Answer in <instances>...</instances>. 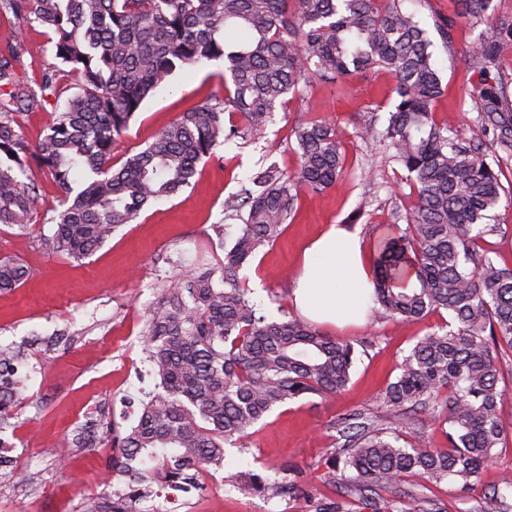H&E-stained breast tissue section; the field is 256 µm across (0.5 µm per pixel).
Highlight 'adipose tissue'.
I'll return each instance as SVG.
<instances>
[{"instance_id":"adipose-tissue-1","label":"adipose tissue","mask_w":512,"mask_h":512,"mask_svg":"<svg viewBox=\"0 0 512 512\" xmlns=\"http://www.w3.org/2000/svg\"><path fill=\"white\" fill-rule=\"evenodd\" d=\"M372 279L360 239L333 227L305 249L293 301L319 323L359 322L371 303Z\"/></svg>"}]
</instances>
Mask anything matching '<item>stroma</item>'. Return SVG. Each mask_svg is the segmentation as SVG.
Returning <instances> with one entry per match:
<instances>
[{
    "label": "stroma",
    "instance_id": "1",
    "mask_svg": "<svg viewBox=\"0 0 512 512\" xmlns=\"http://www.w3.org/2000/svg\"><path fill=\"white\" fill-rule=\"evenodd\" d=\"M434 41L444 92L433 104L435 118L472 138L469 95L482 85L465 55L487 26L458 23L452 44L435 30L438 20L454 13L453 0H405ZM21 41L24 67L19 77L35 81L54 61L44 27H17L0 20V49ZM223 61L176 71L147 100L126 133L112 148L113 165L142 148L182 113L223 96ZM394 83L382 71H370L336 84L311 82L289 97L261 137L244 136L219 148L218 159L203 160L189 187L144 210L119 228L91 257L76 262L48 250L41 236L49 209L60 191L42 171L34 221L26 230L0 225V258L26 266L27 282L0 292V345L19 349L17 378L22 401L14 429L6 433V456L25 476L9 478L0 467V512H79L81 501L111 488L124 487L125 476L112 471V451L76 443L78 432L93 433L100 416L121 411L127 394L154 387L144 361L139 334L147 307L164 288L194 271L218 265L241 223L224 217L225 197L238 191L262 166L274 163L292 171L298 154L291 129L296 122L325 119L336 126L345 154L346 173L336 187L320 195H300L296 212L277 242L262 249L240 272L251 298L273 316L297 315L292 290L304 249L323 230L336 226L361 238L366 255L393 231L391 210L412 208L416 193L384 147L363 141L358 127L374 121L385 127ZM370 179H362V170ZM359 220H352V213ZM448 318L433 312L408 326L366 319L364 324L321 326L322 334L353 343L356 361L347 387L327 396L288 402L251 428L244 448L226 451L224 468L203 488L174 497L176 512H315L317 505L341 494L328 481L325 459L332 447V421L353 411L381 414L380 397L417 337ZM253 470L275 483L298 482L304 495L268 498L233 487L230 478ZM512 473V443L498 449L479 488L463 492L441 483L423 485L409 477L400 490L423 493L443 512H479L485 489Z\"/></svg>",
    "mask_w": 512,
    "mask_h": 512
}]
</instances>
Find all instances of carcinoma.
I'll return each mask as SVG.
<instances>
[{
    "mask_svg": "<svg viewBox=\"0 0 512 512\" xmlns=\"http://www.w3.org/2000/svg\"><path fill=\"white\" fill-rule=\"evenodd\" d=\"M403 0H0V17L46 28L58 63L43 69L39 89L17 76L21 44L0 51V224L31 223L38 185L32 167L49 174L62 193L48 223L46 246L75 260L92 255L146 207L191 184L203 160L245 133H262L288 95L312 80L334 83L374 69L395 81L384 129L363 124L360 138L382 142L406 172L416 204L391 213L397 234L373 259L372 314L410 324L444 309L449 319L418 338L388 384L383 417L352 412L328 425L343 439V465L326 459L329 480L371 512H440L420 494L387 499L406 476L476 488L494 449L512 439L504 421L499 355L512 351V269L501 268L479 242L501 231L493 223L502 203L512 205L497 166L512 160L509 82H485L470 94L480 134L459 137L434 118L443 93L434 43ZM454 16L438 31L451 43L457 20L496 19L512 42V18L495 17L493 0H455ZM503 42L475 41L467 64L487 73ZM224 61V98L206 102L157 133L118 168L114 141L144 101L178 68ZM76 78L49 133L32 147L16 116L59 98V74ZM244 127L227 124L224 113ZM299 158L290 174L270 165L224 199V218L242 227L216 267L192 273L163 290L141 331L146 359L159 382L121 433L98 426L112 449V468L130 478L123 489L90 498L82 512H164L161 489L188 492L222 468L225 449L244 445L248 430L290 400L329 396L350 381L354 347L286 314L279 318L252 301L239 271L285 230L302 192L318 194L344 174L341 142L325 120L292 128ZM405 227H399V222ZM29 278L27 268L0 259V291ZM0 358V434L13 427L19 393L11 361ZM439 421L446 447L429 448L404 433L419 431L417 410ZM392 423L391 433L379 423ZM241 489L279 497L298 489L248 471ZM480 512H512V478L483 495Z\"/></svg>",
    "mask_w": 512,
    "mask_h": 512,
    "instance_id": "obj_1",
    "label": "carcinoma"
}]
</instances>
